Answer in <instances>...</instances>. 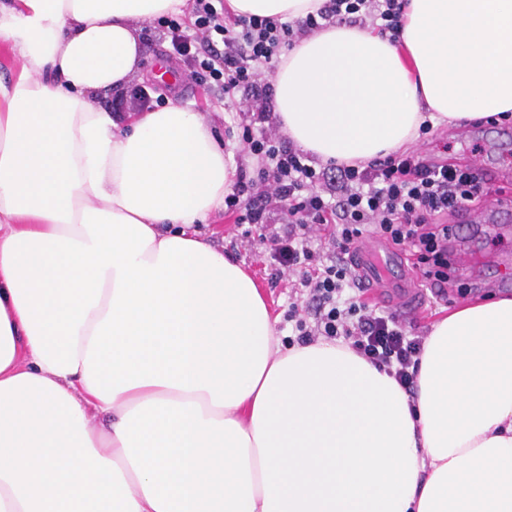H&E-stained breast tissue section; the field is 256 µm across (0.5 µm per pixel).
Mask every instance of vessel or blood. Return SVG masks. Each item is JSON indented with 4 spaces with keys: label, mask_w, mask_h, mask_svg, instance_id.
Masks as SVG:
<instances>
[{
    "label": "vessel or blood",
    "mask_w": 512,
    "mask_h": 512,
    "mask_svg": "<svg viewBox=\"0 0 512 512\" xmlns=\"http://www.w3.org/2000/svg\"><path fill=\"white\" fill-rule=\"evenodd\" d=\"M357 278L371 296L407 308L419 309L426 303V292L401 250L370 236L354 258Z\"/></svg>",
    "instance_id": "vessel-or-blood-1"
}]
</instances>
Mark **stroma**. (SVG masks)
<instances>
[{"mask_svg":"<svg viewBox=\"0 0 512 512\" xmlns=\"http://www.w3.org/2000/svg\"><path fill=\"white\" fill-rule=\"evenodd\" d=\"M143 28L145 53L142 68L132 80L133 85L142 87L156 83V90L149 93L150 98L174 99L199 112L220 135H227L234 129L235 119L233 113L224 107L223 93L196 85L186 77L182 67L169 64L170 43L163 28L149 22L144 23ZM413 147L423 155L457 164L481 160L488 172L494 173L497 191L482 199L479 210H488L500 202L512 205V119L495 125L478 119L461 122L454 127L442 125L417 139ZM198 231L215 247L223 249L225 257L242 264L252 274L272 314L279 318V337L287 338L289 329L282 317L288 309L289 290L282 285L275 287L270 284L269 271L258 251L238 247L242 229L235 224L233 217L221 211L215 212L205 224L199 225ZM500 231L503 241L492 244L484 243V228L478 224L472 225L467 235L449 238V253L468 249L473 251L476 260L467 268L452 270L447 301L413 313L414 335L428 336L431 325L452 308L486 298V279L497 275L500 270L512 268V223L501 225Z\"/></svg>","mask_w":512,"mask_h":512,"instance_id":"35a3bbf8","label":"stroma"}]
</instances>
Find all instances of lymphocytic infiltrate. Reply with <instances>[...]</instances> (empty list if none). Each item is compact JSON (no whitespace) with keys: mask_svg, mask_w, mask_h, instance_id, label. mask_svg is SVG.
<instances>
[{"mask_svg":"<svg viewBox=\"0 0 512 512\" xmlns=\"http://www.w3.org/2000/svg\"><path fill=\"white\" fill-rule=\"evenodd\" d=\"M404 0H326L317 15L279 23L255 16L225 18L224 0H189L191 29L162 20L172 54L200 86L223 91L239 114L255 176L239 172L224 198L242 225L241 243L269 254L272 285L299 290L285 319L294 341L344 340L356 353L413 392L423 341L401 311H377L361 299L350 255L375 233L409 252L418 276L441 289L448 282L449 215L484 195L486 173L472 166L430 163L403 151L355 164H323L281 131L272 75L282 46L331 24L369 25L399 41ZM328 228L326 248L313 247Z\"/></svg>","mask_w":512,"mask_h":512,"instance_id":"obj_1","label":"lymphocytic infiltrate"}]
</instances>
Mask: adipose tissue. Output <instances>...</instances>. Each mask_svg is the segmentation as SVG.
Here are the masks:
<instances>
[{"mask_svg": "<svg viewBox=\"0 0 512 512\" xmlns=\"http://www.w3.org/2000/svg\"><path fill=\"white\" fill-rule=\"evenodd\" d=\"M324 2L227 6L284 23ZM187 10L0 0V512H512V297L437 320L411 394L345 344L285 346L194 230L233 151L175 101L96 104L140 71L143 23ZM274 85L324 164L511 113L512 0H408L397 43L330 25Z\"/></svg>", "mask_w": 512, "mask_h": 512, "instance_id": "obj_1", "label": "adipose tissue"}]
</instances>
